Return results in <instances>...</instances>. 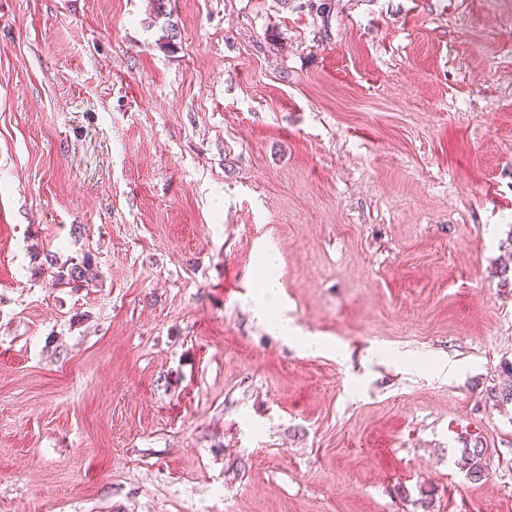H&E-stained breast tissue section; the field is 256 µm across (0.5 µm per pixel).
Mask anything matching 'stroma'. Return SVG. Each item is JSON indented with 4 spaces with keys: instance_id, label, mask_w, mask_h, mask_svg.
Wrapping results in <instances>:
<instances>
[{
    "instance_id": "1",
    "label": "stroma",
    "mask_w": 512,
    "mask_h": 512,
    "mask_svg": "<svg viewBox=\"0 0 512 512\" xmlns=\"http://www.w3.org/2000/svg\"><path fill=\"white\" fill-rule=\"evenodd\" d=\"M165 10L0 0V512H512V0ZM279 257L275 253H266L261 256L259 264L264 271L263 280L260 283L261 299L263 306L267 312L275 309L276 301L279 293L280 283L275 275L278 267ZM268 324L274 333L280 336L294 338L297 328L290 325L288 318L270 313ZM56 268L58 270L55 272L52 281V285L55 287L68 286L75 288L82 285V283H88L96 275L88 256L81 260L71 259L70 263L66 262ZM458 464L462 469H466L467 475L475 481H479L486 477L489 472V463L485 457L484 448H479L478 445L471 447L460 448V457Z\"/></svg>"
}]
</instances>
